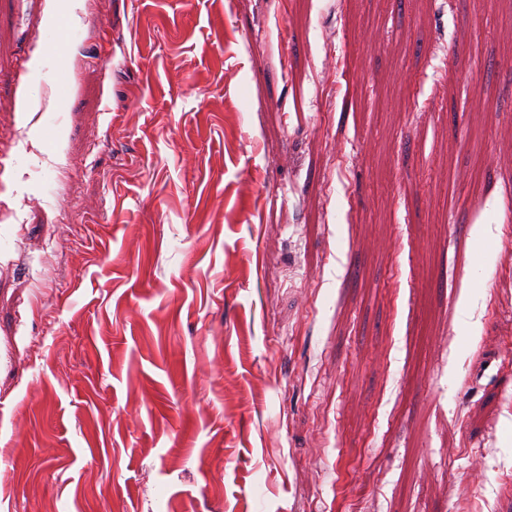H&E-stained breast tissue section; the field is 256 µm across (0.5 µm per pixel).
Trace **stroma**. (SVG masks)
<instances>
[{"label":"stroma","instance_id":"35a3bbf8","mask_svg":"<svg viewBox=\"0 0 512 512\" xmlns=\"http://www.w3.org/2000/svg\"><path fill=\"white\" fill-rule=\"evenodd\" d=\"M511 180L512 0H0V512H512Z\"/></svg>","mask_w":512,"mask_h":512}]
</instances>
